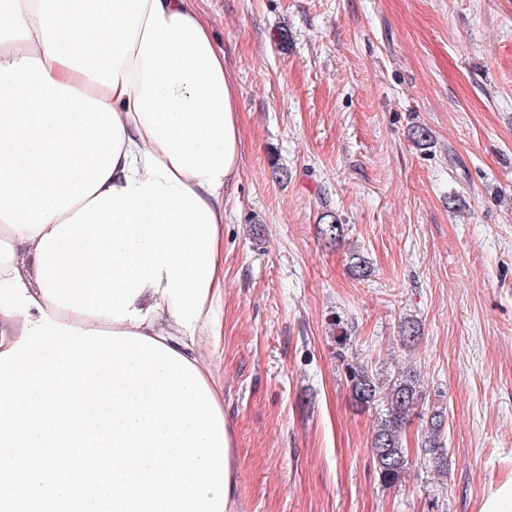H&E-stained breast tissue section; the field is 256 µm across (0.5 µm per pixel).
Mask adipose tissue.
I'll return each mask as SVG.
<instances>
[{"label":"adipose tissue","mask_w":512,"mask_h":512,"mask_svg":"<svg viewBox=\"0 0 512 512\" xmlns=\"http://www.w3.org/2000/svg\"><path fill=\"white\" fill-rule=\"evenodd\" d=\"M234 79L191 0H0V352L26 320L149 336L216 403Z\"/></svg>","instance_id":"obj_1"}]
</instances>
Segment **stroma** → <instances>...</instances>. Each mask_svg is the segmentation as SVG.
<instances>
[{"label":"stroma","instance_id":"1","mask_svg":"<svg viewBox=\"0 0 512 512\" xmlns=\"http://www.w3.org/2000/svg\"><path fill=\"white\" fill-rule=\"evenodd\" d=\"M194 4L243 142L219 363L240 512H479L512 477V0ZM358 365L417 370L447 475L380 481Z\"/></svg>","mask_w":512,"mask_h":512}]
</instances>
